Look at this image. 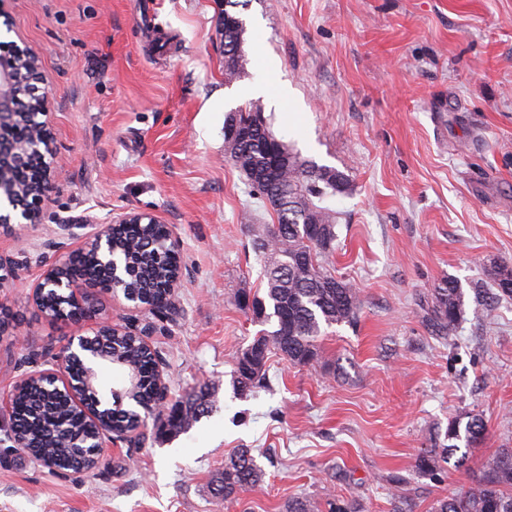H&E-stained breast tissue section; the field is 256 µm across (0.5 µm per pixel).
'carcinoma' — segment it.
Listing matches in <instances>:
<instances>
[{
	"label": "carcinoma",
	"instance_id": "obj_1",
	"mask_svg": "<svg viewBox=\"0 0 512 512\" xmlns=\"http://www.w3.org/2000/svg\"><path fill=\"white\" fill-rule=\"evenodd\" d=\"M245 24L224 28L223 45L236 54L243 52ZM276 136L269 129L256 133L252 141L238 146L224 142L226 158L247 176L267 163L270 141ZM288 165L268 175L266 183L253 188L262 202L283 195L292 206L273 208L276 223L264 224L256 235L255 245L265 256L263 277L265 293L253 295L254 306L266 326L244 352L259 350L249 373L235 367L237 391L242 395L255 392L267 384V361L276 353L290 364L305 366L320 353L321 326L353 322L362 306L360 292L342 280L330 268L335 250L337 213L326 201L336 194L351 191L349 179L325 165L301 158L291 146ZM112 243L121 253H133L136 260L120 291L138 302L161 293L179 273V260L172 255L164 224H134L112 229ZM77 265L93 270L101 277L107 273L93 250L77 259ZM493 286L501 297H512V266L503 262L494 267ZM427 320L438 336L451 335L463 313V292L457 281L448 279L435 288ZM38 306L47 316L58 319L69 312L67 302L57 288H46ZM102 364L111 366L119 379L131 375L135 384L118 389L112 410L102 414L101 423L116 432L137 429L135 412L124 408L133 399L147 408L155 395L156 359L152 350L130 333L118 336H95L90 341ZM209 388L176 400L167 416L166 432L177 434L190 429L212 411ZM12 429L23 439V451L54 460L65 471L80 472L89 467V449L96 426L84 411L69 404L51 382L36 379L16 394ZM486 425L475 415L448 421L445 432L430 435L420 449L416 468L432 473L460 449L473 448L484 436ZM263 472L248 448H240L224 462V469L212 483L214 495L228 501L244 489L258 484ZM431 512H512V449L505 448L488 458L481 475L459 494L439 499Z\"/></svg>",
	"mask_w": 512,
	"mask_h": 512
}]
</instances>
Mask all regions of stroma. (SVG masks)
Returning a JSON list of instances; mask_svg holds the SVG:
<instances>
[{
  "mask_svg": "<svg viewBox=\"0 0 512 512\" xmlns=\"http://www.w3.org/2000/svg\"><path fill=\"white\" fill-rule=\"evenodd\" d=\"M0 41L39 57L57 177L41 223L0 226L11 274L0 303V395L90 324L46 319L33 290L85 229L129 211L158 216L181 255L173 307L152 314L107 299L113 323L147 331L170 398L209 385L215 406L187 432L106 448L88 470L50 473L4 438L0 512H285L289 499L329 512H411L468 485L512 448V299L478 302L494 263H512V0H251L244 62L224 75L214 0H7ZM249 104L301 157L351 181L336 196L333 268L363 306L355 324L323 326L322 357L268 362L270 386L242 397L238 355L261 329L239 292H263L245 177L224 155V122ZM465 293L452 336L421 302L446 278ZM487 433L466 467L416 469L430 432L462 415ZM264 472L236 500L210 482L238 449Z\"/></svg>",
  "mask_w": 512,
  "mask_h": 512,
  "instance_id": "1",
  "label": "stroma"
}]
</instances>
